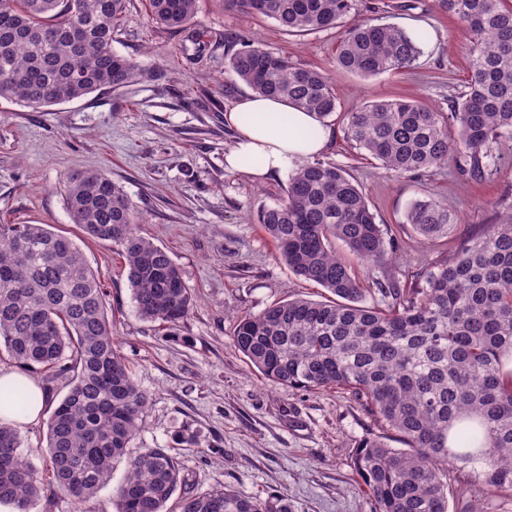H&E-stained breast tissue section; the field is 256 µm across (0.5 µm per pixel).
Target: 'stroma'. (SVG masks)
<instances>
[{"label": "stroma", "instance_id": "obj_1", "mask_svg": "<svg viewBox=\"0 0 512 512\" xmlns=\"http://www.w3.org/2000/svg\"><path fill=\"white\" fill-rule=\"evenodd\" d=\"M388 2V22L430 32L412 68L370 78L337 70L339 30L299 36L273 20L224 10L219 0H198L184 31L152 23L146 0H128L112 48L136 61L142 78L36 109L0 99V224H46L82 250L111 294L112 333L149 398L133 446L171 449L195 490L225 484L246 497L281 495L291 512H373L354 451L367 437L400 445L347 390L274 384L233 345L241 315L298 295L319 300L327 291L294 275L257 221L262 207L285 197L289 173L262 178L225 166L236 131L224 114L248 91L224 65L225 34L250 33L292 62L330 73L338 100L323 156L349 170L377 223L399 240L382 276L415 280L491 219L487 200L512 189V155L497 160V174L485 183L451 166L410 178L360 158L347 142L345 115L365 102L415 99L444 112L469 78L467 38L438 0H418L409 16L401 0ZM229 84L235 90L228 96ZM87 169L108 172L124 188L144 213L141 235L181 268L194 304L177 335L138 316L120 248L72 224L67 177ZM426 198L448 201L458 217L446 236L429 241L405 222L410 205ZM448 512H512V491L454 474Z\"/></svg>", "mask_w": 512, "mask_h": 512}]
</instances>
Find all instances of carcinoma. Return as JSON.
Segmentation results:
<instances>
[{
    "mask_svg": "<svg viewBox=\"0 0 512 512\" xmlns=\"http://www.w3.org/2000/svg\"><path fill=\"white\" fill-rule=\"evenodd\" d=\"M153 22L183 29L198 0H147ZM228 11L274 20L290 33L342 28L336 69L363 77L411 67L426 31L359 18L358 0H218ZM127 0H0V98L41 107L121 88L142 75L112 50ZM469 42L470 79L450 112L416 100L374 101L347 114L346 138L382 166L418 177L453 163L475 182L512 154V7L505 0H440ZM225 66L254 92L317 115L336 113L329 74L293 63L239 33L224 38ZM72 223L121 248L139 317L172 335L193 305L170 254L139 233L143 214L103 171L74 172L65 190ZM495 218L425 265L418 282L369 277L395 243L376 223L365 192L341 165L315 158L295 170L286 197L262 208L258 222L279 259L335 300L295 297L236 321L235 348L268 381L290 389L346 387L404 443L362 440L356 474L375 512H448V468L512 491V198ZM406 223L422 238L443 235L456 211L418 200ZM342 242L357 265L336 253ZM371 301H366V297ZM111 303L75 242L45 224H0V347L21 372L40 366L72 373L47 424L39 471L14 425L0 422V504L35 512L62 492L91 504L126 459L112 497L115 512H290L284 498L260 500L229 486L185 491L181 461L165 448L128 452L148 403L112 335ZM0 400L26 410L24 383Z\"/></svg>",
    "mask_w": 512,
    "mask_h": 512,
    "instance_id": "carcinoma-1",
    "label": "carcinoma"
}]
</instances>
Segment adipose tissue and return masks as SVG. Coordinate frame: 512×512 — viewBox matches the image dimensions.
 Wrapping results in <instances>:
<instances>
[{"instance_id":"1","label":"adipose tissue","mask_w":512,"mask_h":512,"mask_svg":"<svg viewBox=\"0 0 512 512\" xmlns=\"http://www.w3.org/2000/svg\"><path fill=\"white\" fill-rule=\"evenodd\" d=\"M225 120L237 132L227 164L258 177L321 154L331 137L315 114L255 93L241 96Z\"/></svg>"}]
</instances>
